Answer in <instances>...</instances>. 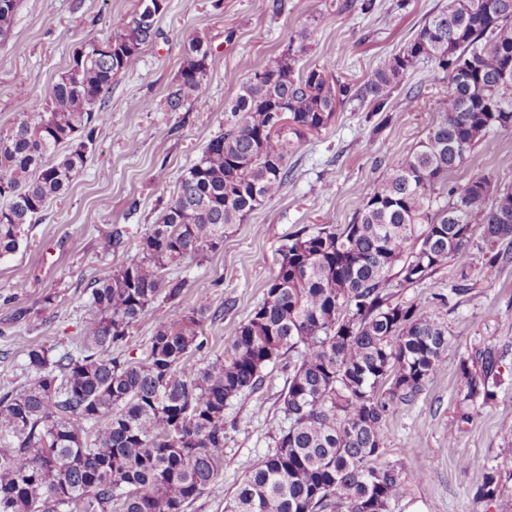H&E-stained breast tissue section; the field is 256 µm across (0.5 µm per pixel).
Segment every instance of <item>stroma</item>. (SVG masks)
<instances>
[{
	"label": "stroma",
	"instance_id": "stroma-1",
	"mask_svg": "<svg viewBox=\"0 0 512 512\" xmlns=\"http://www.w3.org/2000/svg\"><path fill=\"white\" fill-rule=\"evenodd\" d=\"M446 0H166L158 35L138 66L118 76L106 97L107 120L86 166L69 190L32 224L13 255L0 259V392L26 385L29 346L75 349L89 309V283L138 254L149 224L163 214L180 178L203 148L224 131V107L240 81L271 63L289 42H304L303 63L325 64L341 80L361 83ZM138 0H21L11 37L0 42V131L40 111L73 55L88 42L106 40L133 17ZM211 57L205 100L170 111L168 98L192 38ZM417 86V109L404 110L408 87ZM448 82L432 64L419 62L393 92L391 114L372 113L347 100L321 132L309 135L290 157L292 177L283 192L255 210L224 240L221 251L178 270L187 286L159 314L190 307L206 291L212 308L204 324L207 345L196 353L207 365L262 301L280 246L300 230L350 223L360 201L387 174L390 159L409 154L437 118ZM477 146L449 184L477 173L512 184V133L494 132ZM128 229L119 251L105 247L108 232ZM470 265L440 267L419 286L398 287L392 299L425 306L461 289L442 310L450 342L445 364L417 399L386 421L384 458L420 474L394 512H512V479L489 503L474 498L478 473L462 470L470 457L512 471V242L490 246L473 236ZM495 346L506 381L496 401L472 406L457 421L459 363ZM296 361L287 353L271 362L257 388L224 408V470L184 512H224L248 469L271 454L286 421L282 397Z\"/></svg>",
	"mask_w": 512,
	"mask_h": 512
}]
</instances>
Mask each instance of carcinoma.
<instances>
[{
    "instance_id": "1",
    "label": "carcinoma",
    "mask_w": 512,
    "mask_h": 512,
    "mask_svg": "<svg viewBox=\"0 0 512 512\" xmlns=\"http://www.w3.org/2000/svg\"><path fill=\"white\" fill-rule=\"evenodd\" d=\"M139 0L135 17L109 38L113 55L88 44L52 86L34 119L0 134V258L16 253L30 226L83 170L106 123L112 81L135 69L157 34L163 8ZM19 0L0 7V39L11 34ZM209 52L185 48L177 110L200 96ZM427 60L448 78V93L424 140L389 164L352 221L288 238L263 301L204 367L207 293L155 322L146 357L112 356L131 331L178 298L172 270L199 262L288 184V157L326 128L338 102L374 112L414 65ZM292 48L240 83L224 133L180 179L138 257L91 283L90 313L76 350L32 345L36 376L0 393V512H183L224 470V407L253 391L285 352L298 360L282 398L288 427L276 450L245 475L224 512H393L419 479L380 460L386 419L414 402L441 371L448 325L441 313L393 303L390 289L421 284L452 259L468 266L474 229L490 242L512 239V188L487 174L459 186L448 177L490 132H512V0H448L362 84L326 66L296 71ZM501 356L486 347L459 365L470 406L495 400ZM475 497L500 493L498 469L483 465Z\"/></svg>"
}]
</instances>
